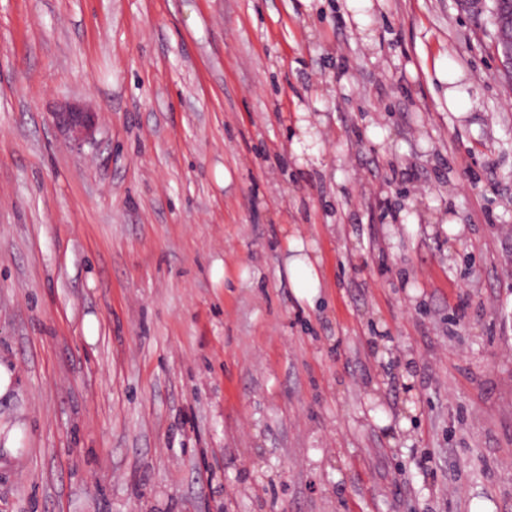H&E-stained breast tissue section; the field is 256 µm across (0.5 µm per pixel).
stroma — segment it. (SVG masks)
Segmentation results:
<instances>
[{
	"label": "stroma",
	"instance_id": "1",
	"mask_svg": "<svg viewBox=\"0 0 512 512\" xmlns=\"http://www.w3.org/2000/svg\"><path fill=\"white\" fill-rule=\"evenodd\" d=\"M494 32L465 0H0V512H512ZM50 116L53 125L75 145L91 139L97 126V113L88 112L77 104H65ZM288 255L285 257L284 266L288 280L297 298L314 305L320 289V276L316 264L319 265V258L316 257V264L305 253L303 240L289 238L287 245Z\"/></svg>",
	"mask_w": 512,
	"mask_h": 512
}]
</instances>
